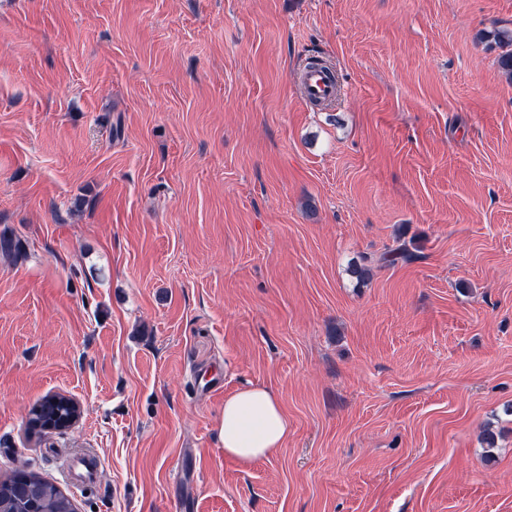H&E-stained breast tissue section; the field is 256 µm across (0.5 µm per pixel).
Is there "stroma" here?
Masks as SVG:
<instances>
[{
  "mask_svg": "<svg viewBox=\"0 0 512 512\" xmlns=\"http://www.w3.org/2000/svg\"><path fill=\"white\" fill-rule=\"evenodd\" d=\"M497 29L512 0H0L25 249L0 258V476L77 512H512ZM252 385L288 436L244 468L224 399ZM54 393L81 419L28 431ZM87 452L93 486L63 465ZM323 67H312L302 72L301 85L310 103H327L336 96V79ZM38 411L44 416H51L57 411L63 415H67L71 411H75L77 414L76 416L79 414L72 398L61 394L48 395L33 405L30 409L27 420V427L30 430H33V421L38 418L36 415V412Z\"/></svg>",
  "mask_w": 512,
  "mask_h": 512,
  "instance_id": "35a3bbf8",
  "label": "stroma"
}]
</instances>
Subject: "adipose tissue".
Returning <instances> with one entry per match:
<instances>
[{
  "label": "adipose tissue",
  "instance_id": "obj_1",
  "mask_svg": "<svg viewBox=\"0 0 512 512\" xmlns=\"http://www.w3.org/2000/svg\"><path fill=\"white\" fill-rule=\"evenodd\" d=\"M288 435V418L278 398L253 386L224 399V454L249 467L280 448Z\"/></svg>",
  "mask_w": 512,
  "mask_h": 512
}]
</instances>
